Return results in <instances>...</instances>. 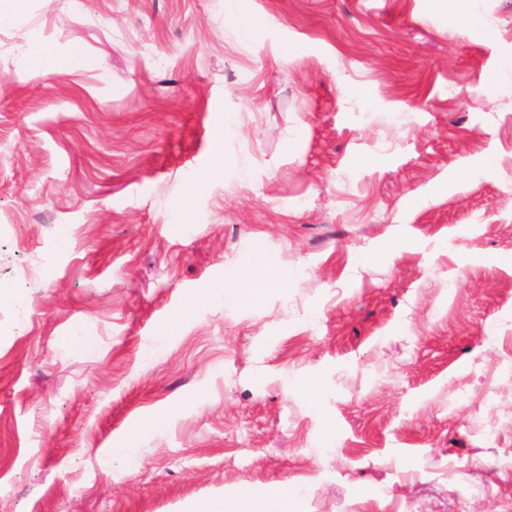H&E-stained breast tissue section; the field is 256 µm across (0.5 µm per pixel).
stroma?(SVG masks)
<instances>
[{"mask_svg":"<svg viewBox=\"0 0 512 512\" xmlns=\"http://www.w3.org/2000/svg\"><path fill=\"white\" fill-rule=\"evenodd\" d=\"M468 6L490 37L430 0L0 30V512H512V0ZM257 262L260 304L209 300ZM436 8L443 12L449 27L467 33L471 39H482L486 35V26L482 16L476 12L460 9L455 4L463 0H433ZM166 417V413H161L155 418V420L151 421L150 423L135 428L127 436L126 439L122 440L120 443L116 444L114 448H112V455L123 458L124 460L129 462H135L139 441L143 437H145L151 430H153L156 427H159L162 424V422L166 419ZM299 491L285 483L268 498L255 501L249 498L224 504V500L211 501L197 512H293L302 511Z\"/></svg>","mask_w":512,"mask_h":512,"instance_id":"obj_1","label":"stroma"}]
</instances>
